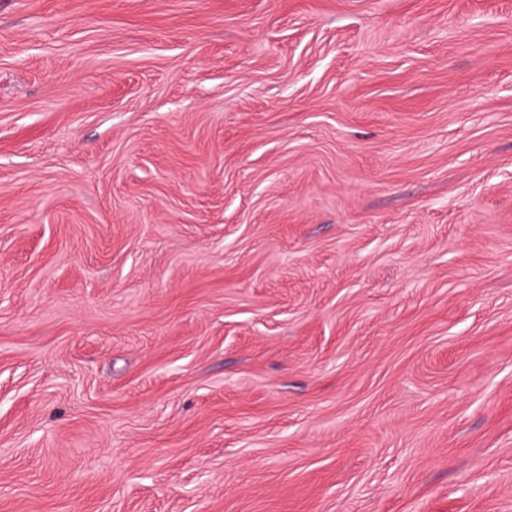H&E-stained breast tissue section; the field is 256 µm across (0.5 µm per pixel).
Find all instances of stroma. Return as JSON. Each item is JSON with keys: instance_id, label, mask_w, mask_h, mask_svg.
Listing matches in <instances>:
<instances>
[{"instance_id": "1", "label": "stroma", "mask_w": 512, "mask_h": 512, "mask_svg": "<svg viewBox=\"0 0 512 512\" xmlns=\"http://www.w3.org/2000/svg\"><path fill=\"white\" fill-rule=\"evenodd\" d=\"M0 512H512V0H0Z\"/></svg>"}]
</instances>
